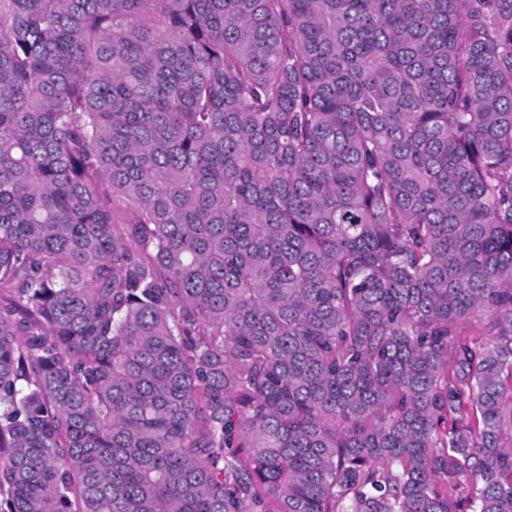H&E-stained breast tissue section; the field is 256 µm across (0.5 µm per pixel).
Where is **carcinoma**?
I'll return each mask as SVG.
<instances>
[{
	"label": "carcinoma",
	"instance_id": "cac0c4a2",
	"mask_svg": "<svg viewBox=\"0 0 512 512\" xmlns=\"http://www.w3.org/2000/svg\"><path fill=\"white\" fill-rule=\"evenodd\" d=\"M508 436L512 0H0V512H512Z\"/></svg>",
	"mask_w": 512,
	"mask_h": 512
}]
</instances>
